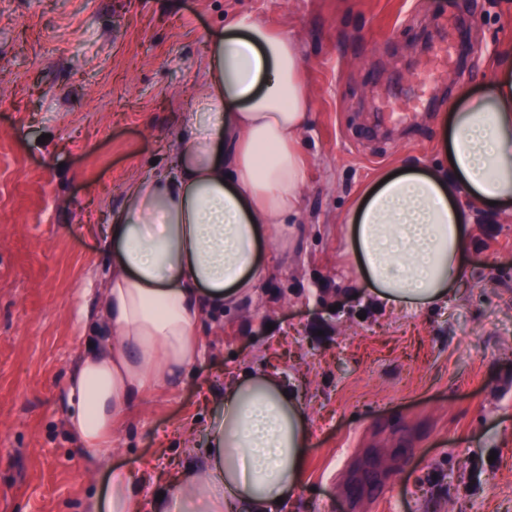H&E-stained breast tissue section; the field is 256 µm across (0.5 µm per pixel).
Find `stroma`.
<instances>
[{"label":"stroma","instance_id":"35a3bbf8","mask_svg":"<svg viewBox=\"0 0 512 512\" xmlns=\"http://www.w3.org/2000/svg\"><path fill=\"white\" fill-rule=\"evenodd\" d=\"M249 13L296 39L314 112L302 221L272 230L255 296L211 310L204 354L112 429L113 468L205 450L226 385L283 377L307 415L303 484L283 512H512V211L471 207L466 273L431 307H376L348 271L351 201L380 173L441 163L460 89L479 94L512 48V0H0V512H84L65 388L112 265L104 206L166 162L207 42ZM465 67L431 77L446 38Z\"/></svg>","mask_w":512,"mask_h":512}]
</instances>
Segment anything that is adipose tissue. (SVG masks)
<instances>
[{"instance_id": "adipose-tissue-1", "label": "adipose tissue", "mask_w": 512, "mask_h": 512, "mask_svg": "<svg viewBox=\"0 0 512 512\" xmlns=\"http://www.w3.org/2000/svg\"><path fill=\"white\" fill-rule=\"evenodd\" d=\"M446 169L390 170L355 200L346 253L379 305L446 300L464 276L470 225L460 201L512 207V61L478 96L461 92ZM313 109L294 38L252 15L210 39L205 80L174 138L171 161L129 180L110 211L103 244L112 267L100 288L108 330L70 379L68 430L88 471L107 467L112 424L143 395L180 380L203 354L199 327L215 307L252 295L267 274L272 225L301 212ZM282 379L247 371L231 381L208 422L211 452L196 456L145 497V474L113 475L87 512H279L301 487L311 431Z\"/></svg>"}]
</instances>
